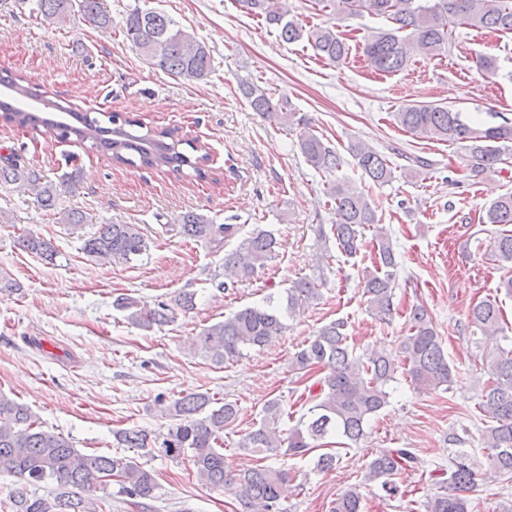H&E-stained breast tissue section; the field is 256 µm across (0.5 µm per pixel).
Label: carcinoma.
<instances>
[{
  "label": "carcinoma",
  "mask_w": 512,
  "mask_h": 512,
  "mask_svg": "<svg viewBox=\"0 0 512 512\" xmlns=\"http://www.w3.org/2000/svg\"><path fill=\"white\" fill-rule=\"evenodd\" d=\"M32 14L44 22L64 26L80 15L94 29H108L112 19L101 0H35ZM240 10L274 29L285 43L307 40L316 54L329 63L342 66L351 54L350 38L339 25L327 23L306 28L288 18L287 0H236ZM319 12H330L345 20L368 14L387 22L371 31L358 47L370 67L379 73L394 74L406 69L410 51L417 49L433 56L448 52L454 28L464 25L511 34L512 0H310ZM123 33L140 55L165 73L186 80L203 81L213 72L209 47L198 42L162 10L136 9L123 24ZM0 82L36 97L37 89L21 84V78L5 70ZM251 109L284 125L290 124L294 109L288 101L250 86L243 91ZM395 123L424 138L461 144L469 152L473 170L480 172L503 161L512 150V121L477 125L463 119L462 112L444 103L416 102L402 105L392 113ZM7 124L22 128L46 125L59 139L76 135L80 141L107 154L119 164L134 160L149 168L182 174L184 170L203 179L210 154L205 145L176 137L175 131H139L141 124L119 116H107L108 125L88 114H77L80 128L55 123L32 112L8 109ZM298 145L308 165L330 174L345 164L344 156L324 142L323 135L309 122L302 123ZM349 155L372 184L383 186L393 179V168L386 155L371 145L357 142L347 148ZM0 185L30 193L47 209H56L58 185L15 160L0 161ZM325 206L335 216L330 226L336 249L354 258L366 249V232L375 231L371 243L375 250L374 270L365 274L363 296L368 313L381 322L394 311L393 298L398 286V261L389 239L381 234L376 207L368 193L347 182L328 184ZM60 223L83 239L82 251L95 261L129 262L147 253L149 241L136 224H102L93 236L83 238L86 216L79 211H64ZM486 223L512 224V193L499 196L486 211ZM176 234L219 251L224 242L237 244L224 254V272L237 283L251 280L276 254L275 234L256 227L243 234L239 224H216L204 213L188 211L171 225ZM23 251L52 262L58 255L55 246L39 235L26 232L18 241ZM496 260L512 271V230H501L490 240ZM319 297V285L302 278L286 290V304L266 298L265 304L246 306L222 321L204 326L193 346L205 358L222 365L245 352L261 348L286 329L285 318ZM195 306V294L180 292L169 301L150 307L130 297H118L113 307L124 313L128 324L150 330L168 324L175 310ZM467 327L493 343L482 354L488 379L481 383L479 408L487 417L481 430L486 450L485 463H478L475 449L466 447L468 439L452 434L456 448L448 454V468L438 475L437 491L426 497L425 512H471L470 493L478 486L512 480V347L496 343L505 333L498 299L486 297L467 314ZM406 374L420 391H449L456 383L454 368L445 355L433 317L422 303L411 306L408 334L400 344ZM292 366L298 382L304 385L307 412L285 430L280 423L288 414L278 397L268 399L264 418L248 431L240 447L258 457L261 464L244 472L228 469L224 459V429L238 419L239 407L233 401L218 402L207 392H190L163 404L161 413L171 420L163 438L137 427L119 429L114 437L119 448H152L167 458L187 455L197 478L211 491H231L243 512H289L285 505L290 468L284 462L265 465L268 459L305 458L336 438L337 450L316 456L314 469H336L342 457L339 449L360 442L371 419L388 403L389 385L395 381L399 365L386 353L358 354L349 343L347 322L332 320L294 353ZM418 464L407 448H387L374 455L366 478L380 482L385 497L402 496L395 476ZM17 479L12 496L0 504L4 512H103L97 489L120 477L122 492L132 498L152 500L158 489L153 471L125 454L112 456L84 452L60 432L43 428L31 409L0 392V475ZM50 486L39 495L31 488ZM328 512H362L361 497L349 490L331 501Z\"/></svg>",
  "instance_id": "1"
}]
</instances>
